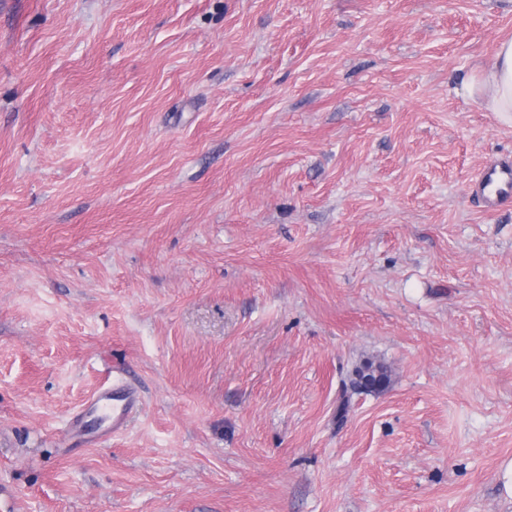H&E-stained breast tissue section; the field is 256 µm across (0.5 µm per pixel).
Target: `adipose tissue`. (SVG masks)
Listing matches in <instances>:
<instances>
[{"instance_id":"obj_1","label":"adipose tissue","mask_w":512,"mask_h":512,"mask_svg":"<svg viewBox=\"0 0 512 512\" xmlns=\"http://www.w3.org/2000/svg\"><path fill=\"white\" fill-rule=\"evenodd\" d=\"M468 93L487 111L512 124V38L500 42L491 68L471 77Z\"/></svg>"}]
</instances>
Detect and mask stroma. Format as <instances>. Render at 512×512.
Wrapping results in <instances>:
<instances>
[{
  "mask_svg": "<svg viewBox=\"0 0 512 512\" xmlns=\"http://www.w3.org/2000/svg\"><path fill=\"white\" fill-rule=\"evenodd\" d=\"M506 38L512 0H0V512H512V208L468 196L512 126L466 94ZM136 405L134 392L119 385L101 389L87 407V413L112 417V432L120 430Z\"/></svg>",
  "mask_w": 512,
  "mask_h": 512,
  "instance_id": "35a3bbf8",
  "label": "stroma"
}]
</instances>
